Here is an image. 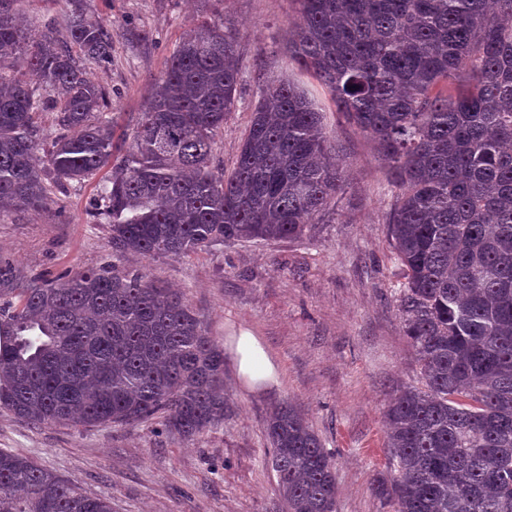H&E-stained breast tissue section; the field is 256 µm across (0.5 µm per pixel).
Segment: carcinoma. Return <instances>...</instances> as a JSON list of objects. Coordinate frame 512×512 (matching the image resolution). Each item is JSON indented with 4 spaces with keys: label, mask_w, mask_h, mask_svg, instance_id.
Returning <instances> with one entry per match:
<instances>
[{
    "label": "carcinoma",
    "mask_w": 512,
    "mask_h": 512,
    "mask_svg": "<svg viewBox=\"0 0 512 512\" xmlns=\"http://www.w3.org/2000/svg\"><path fill=\"white\" fill-rule=\"evenodd\" d=\"M0 0V212H38L54 184L111 168L90 203L112 250L181 256L283 240L324 217L346 175L293 84L259 86L230 175L213 136L234 106L236 29L203 20L173 50L130 133L112 90V21L77 7L68 37ZM288 51L374 144L394 188L387 244L422 386L386 411L394 512H512V0H297ZM58 98L38 99L32 83ZM58 108L45 142L35 110ZM44 152L46 167L37 153ZM0 411L34 425L146 423L191 439L224 423V348L184 295L136 269L25 277L0 256ZM288 512H336L329 454L291 403L266 419ZM0 512H112L106 497L0 450Z\"/></svg>",
    "instance_id": "cac0c4a2"
}]
</instances>
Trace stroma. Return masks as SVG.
I'll return each mask as SVG.
<instances>
[{
    "instance_id": "stroma-1",
    "label": "stroma",
    "mask_w": 512,
    "mask_h": 512,
    "mask_svg": "<svg viewBox=\"0 0 512 512\" xmlns=\"http://www.w3.org/2000/svg\"><path fill=\"white\" fill-rule=\"evenodd\" d=\"M112 22V64L90 76L112 90L118 129H132L153 80L182 36L212 12L238 36L235 104L214 139V163L232 170L258 100L259 79L293 81L323 115L348 182L327 222L297 239L217 245L186 256L140 259L113 253L108 224L93 223L89 202L107 178L78 190H54L40 212L0 213V255L29 276L111 264L138 268L181 291L216 342L252 330L279 365L281 386L246 391L224 365L223 424L186 439L161 423L95 428L33 425L0 412V450L27 456L110 498L112 512H287L269 465L265 420L285 401L304 413L330 455L337 512H394L376 494L394 476L385 411L398 389L418 384V356L394 294L400 268L386 242L388 168L373 143L338 112L330 90L299 67L287 49L295 0H83ZM70 0H20L33 28L52 22L67 34ZM150 40L132 48L129 29Z\"/></svg>"
}]
</instances>
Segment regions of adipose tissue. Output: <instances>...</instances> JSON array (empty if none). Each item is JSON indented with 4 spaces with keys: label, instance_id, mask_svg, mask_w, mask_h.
<instances>
[{
    "label": "adipose tissue",
    "instance_id": "obj_1",
    "mask_svg": "<svg viewBox=\"0 0 512 512\" xmlns=\"http://www.w3.org/2000/svg\"><path fill=\"white\" fill-rule=\"evenodd\" d=\"M236 374L249 391L266 392L281 384L278 365L271 358L262 340L243 329L226 343Z\"/></svg>",
    "mask_w": 512,
    "mask_h": 512
}]
</instances>
